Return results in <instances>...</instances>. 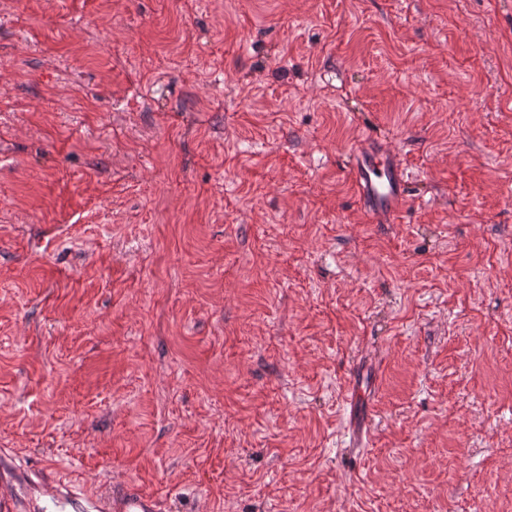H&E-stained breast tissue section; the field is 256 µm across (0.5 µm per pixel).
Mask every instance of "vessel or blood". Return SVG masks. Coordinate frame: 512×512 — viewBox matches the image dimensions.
<instances>
[{
	"instance_id": "1",
	"label": "vessel or blood",
	"mask_w": 512,
	"mask_h": 512,
	"mask_svg": "<svg viewBox=\"0 0 512 512\" xmlns=\"http://www.w3.org/2000/svg\"><path fill=\"white\" fill-rule=\"evenodd\" d=\"M348 170L369 223H397L409 203L408 175L400 155L367 137L349 151ZM108 502L110 512H159L155 497L133 490L113 493Z\"/></svg>"
}]
</instances>
